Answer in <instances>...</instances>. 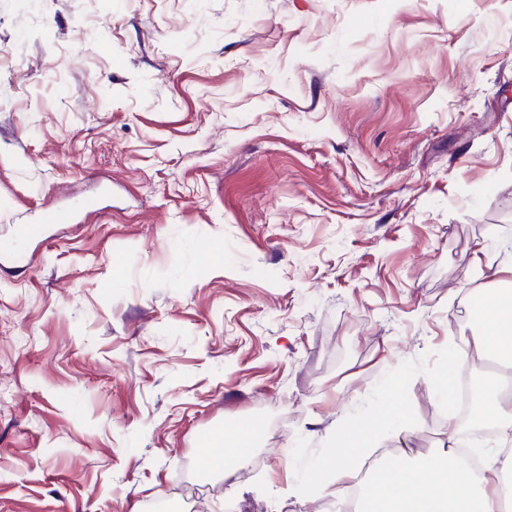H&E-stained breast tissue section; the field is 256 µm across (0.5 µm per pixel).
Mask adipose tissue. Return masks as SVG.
Instances as JSON below:
<instances>
[{
  "label": "adipose tissue",
  "instance_id": "ef3b65f1",
  "mask_svg": "<svg viewBox=\"0 0 512 512\" xmlns=\"http://www.w3.org/2000/svg\"><path fill=\"white\" fill-rule=\"evenodd\" d=\"M476 350L512 366L511 289L502 290L500 297L485 309ZM482 408L492 415L499 445L477 449V469L458 462V425L448 421L446 458H418L396 467L383 466L382 478L370 483L362 512H501L502 479L512 475V453L501 452L502 447L512 444V405L490 384L485 388ZM336 435L339 448L321 460L318 470L329 480L341 483L353 476L348 460L373 447L378 433L370 422L362 421L351 427L337 426Z\"/></svg>",
  "mask_w": 512,
  "mask_h": 512
}]
</instances>
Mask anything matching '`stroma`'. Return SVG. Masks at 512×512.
Listing matches in <instances>:
<instances>
[{"instance_id":"stroma-1","label":"stroma","mask_w":512,"mask_h":512,"mask_svg":"<svg viewBox=\"0 0 512 512\" xmlns=\"http://www.w3.org/2000/svg\"><path fill=\"white\" fill-rule=\"evenodd\" d=\"M0 52V512H322L358 419L444 452L475 250L512 262V0H0Z\"/></svg>"}]
</instances>
